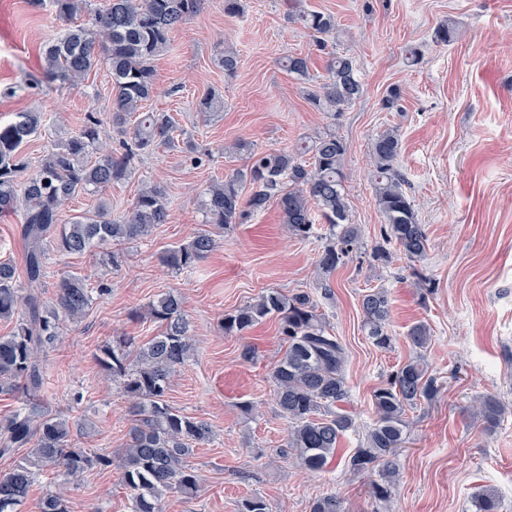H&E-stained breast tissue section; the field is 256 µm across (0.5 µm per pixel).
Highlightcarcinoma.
Returning a JSON list of instances; mask_svg holds the SVG:
<instances>
[{"label":"carcinoma","mask_w":512,"mask_h":512,"mask_svg":"<svg viewBox=\"0 0 512 512\" xmlns=\"http://www.w3.org/2000/svg\"><path fill=\"white\" fill-rule=\"evenodd\" d=\"M56 17L68 24L66 32L42 50L43 77L61 85L86 79L99 64L112 77V124L123 129L133 121L132 147L122 153L99 152L102 121L89 115L82 128L51 144L40 165L26 178L27 163L20 154L23 144L43 122L39 112H19L0 125V214H21V232L27 243L26 272L32 288L22 293L16 285L15 267L0 262V320L15 321L13 331L0 336V390L18 396L20 406L0 421V456L22 454L10 472L0 475V512H16L28 498L30 487L45 470L54 469L67 481L85 470L112 465V457L91 454L74 445L68 419L45 409L44 375L40 353L61 335L60 318L81 321L92 305L93 295L84 280L64 276L55 286L53 302L37 287L44 275L48 242L70 254L91 253L112 243L133 242L152 234L169 218L165 189L145 183L129 210L112 217L102 201L92 212L64 218L67 201L82 194L101 195L127 176L134 151L161 146L176 147L175 125L163 112H145L144 104L155 94L153 60L168 51L171 35L198 10L200 0H107L102 10L92 11L90 0H52ZM288 19L310 31L316 46L327 48L336 35V20L327 13L307 9L302 0H284ZM87 16L84 23L76 20ZM283 67L300 80L309 76V58L289 55ZM363 92L350 56L334 55L328 80L310 94L313 106L340 113ZM349 143L334 131L318 136L295 151L253 153L250 163L221 181L211 182L202 194L205 223L224 227L242 224L277 203L282 223L296 238L305 240L317 224L328 225V236L316 261V271L326 288L337 266L358 243L359 229L350 222L346 193L345 159ZM401 136L396 128L382 131L372 143L371 183L376 206L383 217L384 244L373 249L383 264L391 253L386 245L413 261L427 255L429 239L418 223L414 203L406 191V176L398 166ZM248 196H243L246 186ZM217 240L199 232L185 243L164 252L160 261L173 270L193 267L212 252ZM363 330L381 349L391 347L387 332L391 301L381 286L366 289L361 299ZM150 319L158 324L155 336L143 343L122 338L100 349L99 363L112 373L130 402L133 424L121 452L120 467L132 491V512H161L168 493L191 495L197 476L189 458L194 447L209 442L212 427L169 406L166 394L171 378L192 350L190 326L183 314V300L173 290L159 293L148 306ZM277 321L285 350L275 364L272 378L279 415L289 422L286 447L295 451L303 467L325 469L337 455L353 419L340 408L348 396L344 376L346 351L333 336L306 292L286 294L278 290L224 315V333L242 335L264 319ZM408 336L414 347L429 343L428 329L413 325ZM439 390L428 375L422 357L402 364L389 382L373 394L375 421L363 445L350 458L357 473L379 467L372 496L387 502L399 477L393 451L404 443L403 415ZM470 415L496 425L501 407L493 398L479 396L468 407ZM476 512H498L496 493L485 489L474 500ZM37 512H69L56 493L43 496ZM311 512H348L335 494L316 499Z\"/></svg>","instance_id":"1"}]
</instances>
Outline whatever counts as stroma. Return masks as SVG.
Returning <instances> with one entry per match:
<instances>
[{
  "label": "stroma",
  "instance_id": "obj_1",
  "mask_svg": "<svg viewBox=\"0 0 512 512\" xmlns=\"http://www.w3.org/2000/svg\"><path fill=\"white\" fill-rule=\"evenodd\" d=\"M303 3L335 17L333 46L352 57L361 97L336 117L314 108L307 93L327 78L330 56L315 47L305 28L288 22L283 0H241L235 15L225 13L224 0H201L197 14L173 32L170 50L154 60L158 93L146 104L171 116L180 145L136 155L129 176L107 191L117 217L144 182L160 181L169 199L168 223L143 241L120 246L116 268L91 254L49 253L46 296H53L65 274L84 278L94 294L87 315L66 324L42 358L46 406L70 420L79 447L119 454L131 417L97 355L119 337L154 336L148 306L175 288L184 298L193 348L167 402L208 422L214 434L190 460L197 491L167 495L163 512H239L243 500L254 496L272 512H310L326 493L341 497L348 512H378L372 474L353 473L349 460L374 422V391L418 356L440 393L405 412L407 443L397 456L392 512H475L473 497L486 488L497 492L499 512H512V0ZM443 24L456 30L445 45L435 41ZM63 29L51 7L0 0V122L18 112H39L47 120L21 148L32 170L51 141L77 132L88 115L102 119L110 150H120L123 139L110 121L112 79L105 65L76 85L40 82L41 50ZM411 48L421 53L414 64L406 58ZM226 50L239 60L232 77L219 64ZM288 54L309 57V79L286 71L281 59ZM393 88L400 97L384 108ZM210 93L223 98L224 109L209 117L197 107ZM388 127L400 131L399 165L430 243L417 263L397 252L385 265L371 257L383 224L368 179L371 144ZM329 130L351 146L346 185L350 220L360 230L359 243L331 276L330 290L313 273L326 225L309 240L297 239L274 205L246 223L217 230L216 248L193 268L174 271L161 263L162 252L204 230L201 192L246 166L249 151L291 150ZM242 142L247 150H239ZM25 252L20 216H0V261L15 266L22 289L28 284ZM417 271L432 280L430 293L417 288ZM377 285L387 290L392 306L387 350L362 330L360 299ZM272 289L313 296L346 349L344 408L354 427L323 472H305L294 455L283 452L288 423L277 412L271 378L282 349L276 321L241 336L221 329L225 313ZM417 323L431 333L422 350L407 338ZM248 348L253 355L247 359ZM478 396L502 405L497 428L486 430L469 416ZM49 492L62 493L70 512H131L130 490L116 464L92 468L73 483L46 474L18 512H36L37 501Z\"/></svg>",
  "mask_w": 512,
  "mask_h": 512
}]
</instances>
